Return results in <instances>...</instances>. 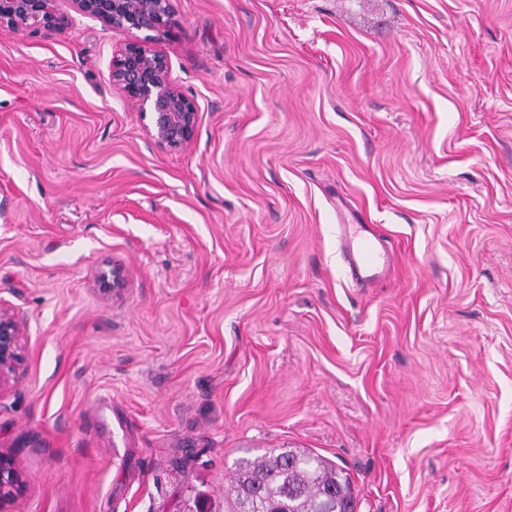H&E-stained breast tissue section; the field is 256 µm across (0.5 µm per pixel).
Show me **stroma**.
Here are the masks:
<instances>
[{
  "mask_svg": "<svg viewBox=\"0 0 512 512\" xmlns=\"http://www.w3.org/2000/svg\"><path fill=\"white\" fill-rule=\"evenodd\" d=\"M173 6L0 28L7 512H224L286 448L357 512H512V0ZM148 36L197 105L178 151L112 83ZM341 213L394 254L374 287ZM77 10L112 28L160 31L168 26L173 0H74ZM126 272L122 265L112 263L108 271H102L98 276L99 288L104 292H116L123 288ZM23 336L21 322L0 301V387L16 375L23 358ZM20 477L15 471L12 459L0 453V511L5 512L4 506L14 501L19 487Z\"/></svg>",
  "mask_w": 512,
  "mask_h": 512,
  "instance_id": "stroma-1",
  "label": "stroma"
}]
</instances>
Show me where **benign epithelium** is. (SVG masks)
Wrapping results in <instances>:
<instances>
[{"label": "benign epithelium", "instance_id": "benign-epithelium-1", "mask_svg": "<svg viewBox=\"0 0 512 512\" xmlns=\"http://www.w3.org/2000/svg\"><path fill=\"white\" fill-rule=\"evenodd\" d=\"M53 0H0V27L62 29L66 17L52 9ZM77 10L114 28L159 31L168 26L173 0H74ZM112 84L149 109L153 143L170 151L187 147L194 139L198 112L193 100L170 80L167 56L152 39L127 43L112 61ZM126 272L114 263L98 276L99 288L116 292L125 284ZM23 328L12 309L0 302V386L16 375L23 358ZM20 477L12 459L0 453V512L14 501Z\"/></svg>", "mask_w": 512, "mask_h": 512}]
</instances>
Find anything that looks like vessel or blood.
Instances as JSON below:
<instances>
[{"mask_svg":"<svg viewBox=\"0 0 512 512\" xmlns=\"http://www.w3.org/2000/svg\"><path fill=\"white\" fill-rule=\"evenodd\" d=\"M344 241V263L348 275L357 283L373 285L387 276L391 267V253L380 234L359 231L354 225L340 224Z\"/></svg>","mask_w":512,"mask_h":512,"instance_id":"obj_1","label":"vessel or blood"}]
</instances>
